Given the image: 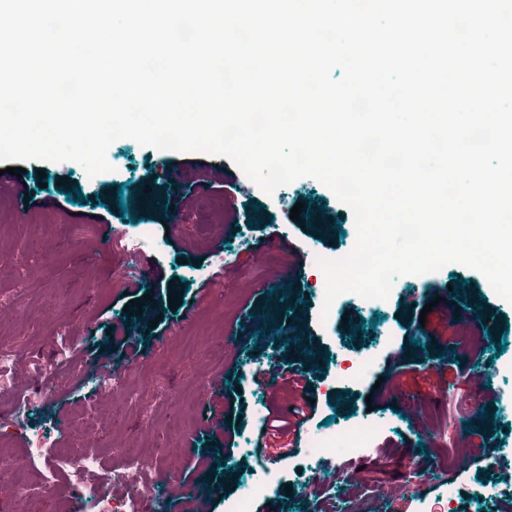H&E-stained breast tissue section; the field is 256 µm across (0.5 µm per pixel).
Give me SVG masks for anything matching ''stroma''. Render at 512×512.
I'll return each instance as SVG.
<instances>
[{"mask_svg":"<svg viewBox=\"0 0 512 512\" xmlns=\"http://www.w3.org/2000/svg\"><path fill=\"white\" fill-rule=\"evenodd\" d=\"M110 172L88 176L76 162L23 161L28 195L0 197V352H16L17 378L43 376L51 400L36 399L25 429L64 426L61 446L103 454L118 467L120 444L160 451L164 512L185 496L231 512L250 496L251 512H512V463L490 466L491 449L512 448V303L479 272L451 263L396 279L388 299L368 306L353 293L323 313L325 275L313 250L353 248L351 209L320 181L304 177L263 192L230 159L202 152L167 154L129 138L110 146ZM159 199L136 203L144 184ZM79 191L82 203L67 202ZM303 204L304 219L290 210ZM335 223H323L324 215ZM153 232L136 257L124 254L135 219ZM292 266L271 276L274 261ZM148 266L147 299L137 319L132 262ZM466 286L449 291L451 276ZM178 289V306L168 293ZM430 313H423V306ZM473 313L486 346L467 349L450 306ZM294 329L284 341L283 324ZM137 336V348L121 342ZM505 351H497L499 342ZM368 361L349 381L347 369ZM109 363L123 390L102 396L85 378ZM276 370L278 389L257 384ZM311 368L308 393L285 378ZM477 397L465 418V459L443 464L458 433V391ZM314 399L300 450L282 463L254 456L264 429L257 411L279 400ZM377 423L363 457L338 470H314L311 435Z\"/></svg>","mask_w":512,"mask_h":512,"instance_id":"stroma-1","label":"stroma"}]
</instances>
